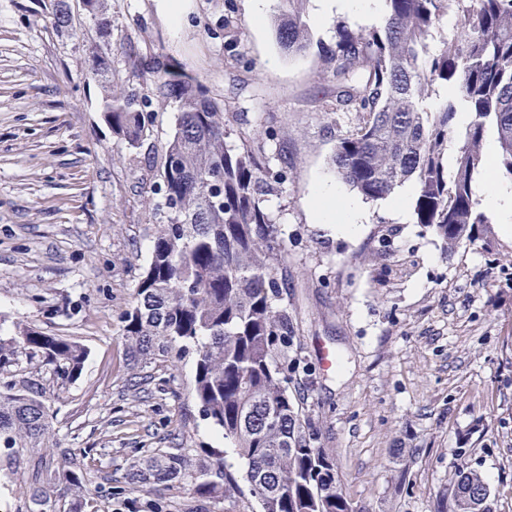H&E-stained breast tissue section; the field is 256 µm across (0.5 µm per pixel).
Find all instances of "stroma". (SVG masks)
Segmentation results:
<instances>
[{
  "label": "stroma",
  "instance_id": "1",
  "mask_svg": "<svg viewBox=\"0 0 512 512\" xmlns=\"http://www.w3.org/2000/svg\"><path fill=\"white\" fill-rule=\"evenodd\" d=\"M66 3L63 35L57 0H0V337L29 328L87 351L80 378L63 385L41 357L25 363L50 392L51 441L90 449L98 486L155 452L183 454L180 490H131L138 504L258 512L250 495L218 504L193 490L209 448L246 472L195 398V352L139 365L127 356L124 317L168 215L160 150L178 107L153 98L148 144L130 146L105 118L89 51L111 56L115 90L139 97L153 80L141 62L157 57L207 88L229 115L230 142L261 133L287 171L263 201L288 253L292 336L277 357L292 365L303 427L357 512H446L462 467L485 477L494 512H512V265L497 261L512 236L497 228L489 243L449 252L386 200L364 201L368 219L351 234L314 223L308 201L335 177L324 64L316 48L285 56L273 16L256 22L248 0H187L178 29L156 0H112L106 38L79 0ZM325 351L335 368L322 369Z\"/></svg>",
  "mask_w": 512,
  "mask_h": 512
}]
</instances>
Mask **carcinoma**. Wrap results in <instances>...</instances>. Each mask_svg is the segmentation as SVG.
<instances>
[{"instance_id": "carcinoma-1", "label": "carcinoma", "mask_w": 512, "mask_h": 512, "mask_svg": "<svg viewBox=\"0 0 512 512\" xmlns=\"http://www.w3.org/2000/svg\"><path fill=\"white\" fill-rule=\"evenodd\" d=\"M307 0H281L274 19L277 42L288 56L306 54L312 38ZM380 28L356 30L345 22L320 44L330 84L323 109L350 114L336 138V176L369 201L386 199L407 181L415 184V223L452 250L491 233L474 184L512 180V0H386ZM109 0H87L88 19L112 27ZM455 15L452 35L436 44ZM94 74L106 82L112 59L93 55ZM158 95L178 102L177 127L164 146L163 185L168 219L155 225L150 261L125 315L131 360L167 357L196 347L194 391L202 412L247 462L246 481L260 512H353L328 455L311 446L299 404L288 395V368L276 360L288 343V310L278 305L288 254L281 229L262 207L273 171L265 141L242 133L230 146L224 113L201 83L175 67L150 66ZM453 94L428 106L435 86ZM104 112L112 132L133 147L146 139L148 103L135 95L107 94ZM469 113L459 128L458 116ZM494 135L497 153L483 152ZM460 138L453 173L448 140ZM224 165V189L210 179ZM40 355L53 376L81 374L85 348L69 336L27 329L0 338V471L21 468L26 512H97L104 496L126 502L128 488L166 485L185 477L182 455L148 456L127 472L124 485L102 490L87 477L85 449L77 455L49 443L46 388L18 368ZM58 450L65 465L51 466L40 451ZM195 480L198 494L230 500L243 494L224 468L221 450ZM489 490L475 470L460 469L451 491L452 512H490Z\"/></svg>"}]
</instances>
